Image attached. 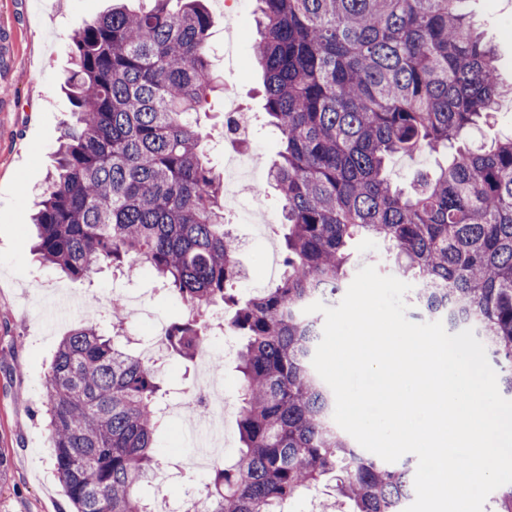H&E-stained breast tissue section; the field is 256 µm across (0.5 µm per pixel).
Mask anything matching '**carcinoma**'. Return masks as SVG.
Instances as JSON below:
<instances>
[{
	"label": "carcinoma",
	"mask_w": 512,
	"mask_h": 512,
	"mask_svg": "<svg viewBox=\"0 0 512 512\" xmlns=\"http://www.w3.org/2000/svg\"><path fill=\"white\" fill-rule=\"evenodd\" d=\"M149 2L69 36L73 112L34 251L74 280L104 267L161 280L187 309L167 332L171 358H194L213 307L244 338L240 450L212 468L203 512H282L330 477L348 512H404L414 473L365 456L336 424L312 366L323 317L303 309L336 305L354 243L379 240L415 284L412 316L473 329L512 398V137L488 152L459 144L499 105L494 50L467 24L468 0H256L252 53L285 144L270 171L285 223L281 277L245 298L223 177L204 160L200 114L220 86L212 17L205 0ZM425 149L447 161L409 192L394 186L388 161ZM165 396L159 369L119 334L91 321L62 338L45 407L75 512H150L140 485L159 468ZM490 512H512V486Z\"/></svg>",
	"instance_id": "obj_1"
}]
</instances>
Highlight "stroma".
<instances>
[{"label":"stroma","mask_w":512,"mask_h":512,"mask_svg":"<svg viewBox=\"0 0 512 512\" xmlns=\"http://www.w3.org/2000/svg\"><path fill=\"white\" fill-rule=\"evenodd\" d=\"M111 0H0V31L11 34L10 51L0 56V449L7 454L9 476L0 483V512H71L54 475L43 402L49 365L63 336L83 320L105 315L119 293L140 297L146 312L126 320L123 334L131 343L149 340L154 323L170 324L184 305L151 273L118 280L112 270L93 281L73 280L40 263L30 252L29 223L38 194L54 165L62 123L72 110L63 92L70 67L67 36ZM213 17L212 59L225 86L235 91L240 110L253 116L251 143L270 167L281 145L264 111L262 71L251 58L225 66L224 6L207 0ZM469 21L492 44L503 85H512V0H469ZM209 132L205 159L224 167V98L213 97L201 117ZM245 275L240 295L267 287L269 254L281 251L277 236L256 235L253 225L234 224ZM210 338L224 359L219 380L228 410L223 421V460L237 456V404L241 378L236 370L238 337L225 334L216 315ZM199 416L169 417L159 433V452L171 460L196 454L207 439Z\"/></svg>","instance_id":"stroma-1"}]
</instances>
